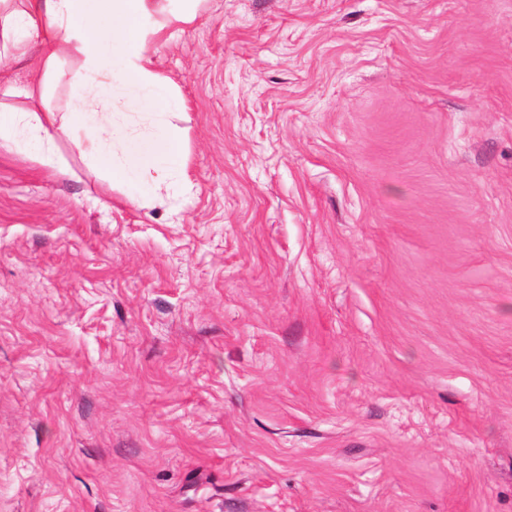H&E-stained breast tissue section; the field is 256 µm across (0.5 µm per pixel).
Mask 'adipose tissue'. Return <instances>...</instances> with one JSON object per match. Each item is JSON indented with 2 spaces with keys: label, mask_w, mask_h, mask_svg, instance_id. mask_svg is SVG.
Returning a JSON list of instances; mask_svg holds the SVG:
<instances>
[{
  "label": "adipose tissue",
  "mask_w": 512,
  "mask_h": 512,
  "mask_svg": "<svg viewBox=\"0 0 512 512\" xmlns=\"http://www.w3.org/2000/svg\"><path fill=\"white\" fill-rule=\"evenodd\" d=\"M0 0V55L15 60L37 51L35 77L22 87L5 88L23 107L0 113V141L16 142L19 133L42 146L41 161L56 165L57 141L69 142L92 161L107 157L113 187L148 196L181 173L184 141L167 120L150 135H134L116 122L114 112H93L89 97L119 101L124 110L142 100L165 105L173 85L157 73L147 55L150 36L182 31L199 16L202 0ZM81 59L68 82L64 113L41 109L47 85L58 79L64 54Z\"/></svg>",
  "instance_id": "obj_1"
}]
</instances>
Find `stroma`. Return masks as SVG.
I'll use <instances>...</instances> for the list:
<instances>
[{
    "label": "stroma",
    "mask_w": 512,
    "mask_h": 512,
    "mask_svg": "<svg viewBox=\"0 0 512 512\" xmlns=\"http://www.w3.org/2000/svg\"><path fill=\"white\" fill-rule=\"evenodd\" d=\"M187 181L0 146V512H512V0H207Z\"/></svg>",
    "instance_id": "35a3bbf8"
}]
</instances>
